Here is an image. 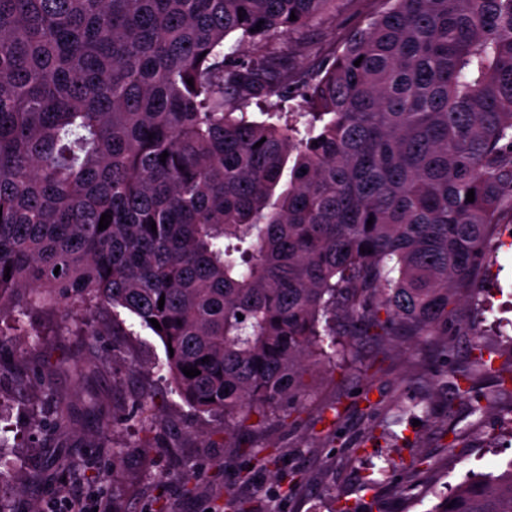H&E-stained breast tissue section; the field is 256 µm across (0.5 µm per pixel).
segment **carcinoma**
Here are the masks:
<instances>
[{"label":"carcinoma","mask_w":512,"mask_h":512,"mask_svg":"<svg viewBox=\"0 0 512 512\" xmlns=\"http://www.w3.org/2000/svg\"><path fill=\"white\" fill-rule=\"evenodd\" d=\"M336 2L0 0V321L61 308L99 336L85 312H128L230 438L312 366L363 365L357 336L448 335L512 214V0H381L285 112L280 43ZM470 380L436 375L481 415ZM133 408L157 416L147 390ZM68 422L56 401L35 427ZM429 512H512V467Z\"/></svg>","instance_id":"carcinoma-1"}]
</instances>
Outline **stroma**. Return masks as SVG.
Returning <instances> with one entry per match:
<instances>
[{
    "label": "stroma",
    "instance_id": "1",
    "mask_svg": "<svg viewBox=\"0 0 512 512\" xmlns=\"http://www.w3.org/2000/svg\"><path fill=\"white\" fill-rule=\"evenodd\" d=\"M379 0H339L335 22L323 23L310 42L291 40L289 52L299 69L318 56L342 51L352 29L365 25ZM490 261L478 271L477 300L460 305V320L448 323L446 340L417 344L399 338L383 354L365 348L377 369L343 373L314 368L311 392L297 426L281 424V410L267 412L255 430L239 432L226 447L217 418L198 413L175 393L163 368L159 339L128 313L114 333L82 336L63 311H16L0 337V349L26 374L24 408L12 421L30 432L31 414L42 413L46 393L69 408L64 431L20 449L19 461L0 493L16 512H56L57 493L68 487L110 502L112 512H430L441 496L452 494L469 476L496 473L512 463V433L500 419L512 413V387L496 375L512 370V216L503 215L486 241ZM483 305L478 339L483 364L471 368V384L485 397V413L470 415L434 375L468 361L464 328ZM152 390L158 420L132 415L143 390ZM340 400L342 415L321 414L322 401ZM376 403L369 414L366 402ZM417 401L421 410L401 413ZM115 420L102 432L100 419ZM276 449L277 473L254 466L248 451ZM123 449L113 458V449ZM417 454L434 466L427 474L398 469L400 459ZM71 461L72 477L56 465ZM301 474L303 485L288 494L276 474ZM192 474L190 486L180 477Z\"/></svg>",
    "mask_w": 512,
    "mask_h": 512
}]
</instances>
